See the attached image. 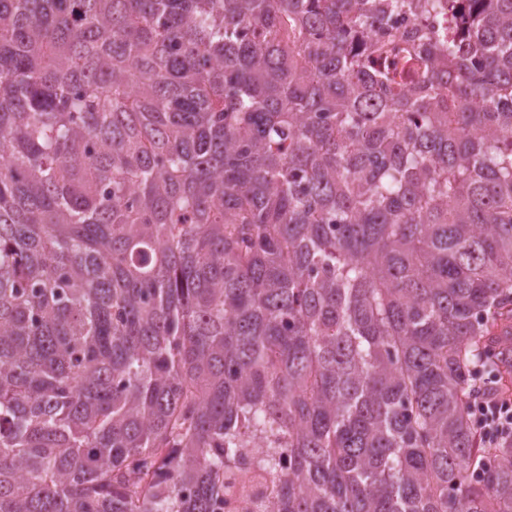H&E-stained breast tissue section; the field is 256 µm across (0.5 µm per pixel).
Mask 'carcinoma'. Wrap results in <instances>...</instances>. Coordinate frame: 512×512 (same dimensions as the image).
Instances as JSON below:
<instances>
[{"mask_svg":"<svg viewBox=\"0 0 512 512\" xmlns=\"http://www.w3.org/2000/svg\"><path fill=\"white\" fill-rule=\"evenodd\" d=\"M503 321L512 0H0V512H512ZM496 349L501 351V365L509 370L512 362V326L510 323H500L492 336ZM477 377L471 392V410L479 412V427L483 439L488 441L512 436V400L494 397Z\"/></svg>","mask_w":512,"mask_h":512,"instance_id":"cac0c4a2","label":"carcinoma"}]
</instances>
